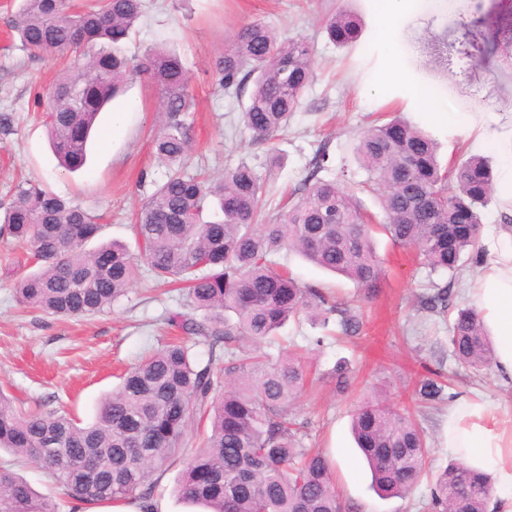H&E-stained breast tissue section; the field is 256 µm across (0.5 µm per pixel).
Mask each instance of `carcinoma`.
<instances>
[{
    "mask_svg": "<svg viewBox=\"0 0 512 512\" xmlns=\"http://www.w3.org/2000/svg\"><path fill=\"white\" fill-rule=\"evenodd\" d=\"M21 2L12 29L26 49L83 56L46 95L34 96L60 165L76 173L86 164L99 112L126 78L124 44L143 0H96L79 11L67 0ZM325 27L342 47L362 33L360 19L346 12L329 15ZM311 57L306 41L253 22L215 59L213 72L227 94L250 89L242 122L257 140L270 142L288 128L313 79ZM142 67L160 90L153 151L167 172L137 213L139 253L115 241L88 247L103 225L31 182L16 186L0 230L38 264L13 284L22 305L56 317L95 316L126 295L143 260L157 284L188 287L182 310L165 321L192 342L173 340L128 370L85 425L0 390V451L11 456L0 461V512H58L55 497L36 493L16 472L30 463L90 505L132 498L142 512H153L154 474L179 465L178 497L206 512H352L336 496L330 459L302 446L288 410L303 389L305 365L293 356L274 362L261 344L302 315L324 327L334 321L347 336L359 334L362 322L324 289L279 267L275 256L294 251L370 297L382 280L371 236L381 231L416 248L432 272H446L453 282L481 262V209L492 199V168L476 155L441 168L435 140L394 116L366 129L353 148L382 223L364 211L356 185L319 177L328 158L323 146L300 192L259 224L268 178L256 166L242 161L217 181L187 172L192 138L181 59L155 50ZM206 210L216 219L202 221ZM431 287L423 309L443 315L451 285ZM197 345L208 350L204 365L195 360ZM448 348L476 374L494 360L489 334L471 308L457 309ZM415 392L432 404L446 398L445 385L433 377L419 380ZM204 419L210 432L188 447L192 424ZM351 429L381 492L405 496L420 485L428 442L410 416L375 399L356 409ZM492 490L488 478L458 460L438 475L428 508L487 512Z\"/></svg>",
    "mask_w": 512,
    "mask_h": 512,
    "instance_id": "obj_1",
    "label": "carcinoma"
}]
</instances>
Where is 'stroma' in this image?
Returning <instances> with one entry per match:
<instances>
[{
  "mask_svg": "<svg viewBox=\"0 0 512 512\" xmlns=\"http://www.w3.org/2000/svg\"><path fill=\"white\" fill-rule=\"evenodd\" d=\"M18 4L0 0V115L12 126L10 134H0V204L10 202L20 181L41 184L99 217L102 240H119L137 250L134 214L166 174L152 146L159 91L147 74L132 72L124 94L98 117L85 168L66 172L50 149L44 117L33 99L51 87L70 59L32 54L11 36ZM338 10L362 20L356 45L341 47L329 40L324 20ZM375 15L374 0H145L144 15L124 47L135 64L157 47L180 56L193 99L191 171L220 177L239 162L260 167L269 153L282 156V166L268 180L266 210L272 213L301 187L320 145L329 150L325 178L344 171L362 182L367 175L354 162L352 148L371 121L399 113L425 127L410 97L414 84L430 88L447 100L449 111L471 116L475 125L470 135L450 127L433 131L441 164L475 154L476 135L512 134V0H443L438 10L402 18L397 34L412 49L402 62L406 80L385 86L379 79L387 60ZM474 16L478 24L462 36L461 22ZM255 21L306 38L313 48V81L287 131L270 145L253 140L240 120V101L227 96L212 74L215 58ZM376 251L384 275L377 296L369 300L350 281L281 252V265L300 281L335 292L359 315L362 329L346 337L333 323L323 328L305 319L291 321L268 351L274 356L285 348L296 351L314 375L292 410L303 425L304 446L322 450L331 460L340 500L359 512H424L432 478L449 462V401L479 396L496 408L512 402V393L496 385L492 374L477 376L457 366L448 350L453 315L469 304V274L453 282L442 273L429 275L415 248L394 244L382 234L376 237ZM30 269L27 252L0 235V386L28 402L91 420L119 375L165 343L162 320L180 308L184 295L179 290L155 295L143 266L111 309L86 319H56L17 303L14 280ZM432 281L452 285V304L441 317L420 308L419 297ZM341 360L352 372L349 389L339 394L330 373ZM433 370L448 379L447 400L427 406L415 387ZM378 396L410 411L429 440L426 475L406 497H383L373 489L350 432L354 411Z\"/></svg>",
  "mask_w": 512,
  "mask_h": 512,
  "instance_id": "35a3bbf8",
  "label": "stroma"
}]
</instances>
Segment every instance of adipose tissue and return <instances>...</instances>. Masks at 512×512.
<instances>
[{"mask_svg": "<svg viewBox=\"0 0 512 512\" xmlns=\"http://www.w3.org/2000/svg\"><path fill=\"white\" fill-rule=\"evenodd\" d=\"M379 31L389 67L385 81L397 82L404 73L406 53L394 31L406 15L438 9L442 0H379ZM486 256L466 294L495 341L494 370L501 387L512 386V225L498 224L482 238ZM446 446L449 456L463 460L493 482L495 512H512V407L493 412L478 397L462 396L449 404Z\"/></svg>", "mask_w": 512, "mask_h": 512, "instance_id": "obj_1", "label": "adipose tissue"}]
</instances>
